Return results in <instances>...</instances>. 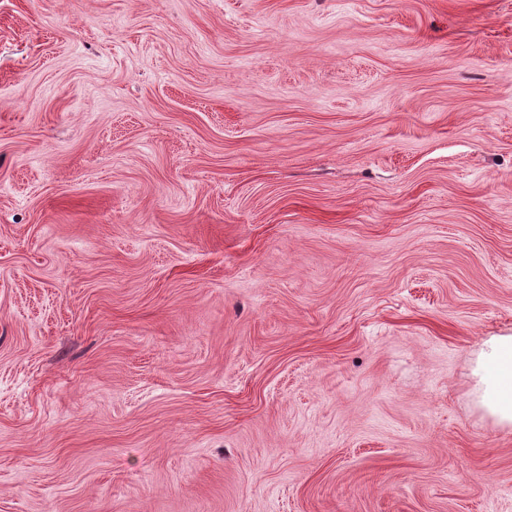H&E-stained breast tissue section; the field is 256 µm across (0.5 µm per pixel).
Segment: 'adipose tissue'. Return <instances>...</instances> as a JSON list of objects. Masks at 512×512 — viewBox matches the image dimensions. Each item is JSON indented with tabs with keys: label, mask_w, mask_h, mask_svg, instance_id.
I'll use <instances>...</instances> for the list:
<instances>
[{
	"label": "adipose tissue",
	"mask_w": 512,
	"mask_h": 512,
	"mask_svg": "<svg viewBox=\"0 0 512 512\" xmlns=\"http://www.w3.org/2000/svg\"><path fill=\"white\" fill-rule=\"evenodd\" d=\"M476 374L478 405L497 425L512 430V334L485 342Z\"/></svg>",
	"instance_id": "adipose-tissue-1"
}]
</instances>
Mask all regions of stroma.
<instances>
[{
  "instance_id": "stroma-1",
  "label": "stroma",
  "mask_w": 512,
  "mask_h": 512,
  "mask_svg": "<svg viewBox=\"0 0 512 512\" xmlns=\"http://www.w3.org/2000/svg\"><path fill=\"white\" fill-rule=\"evenodd\" d=\"M512 0H0V512H512ZM475 372L477 404L497 425L512 430V334L484 343Z\"/></svg>"
}]
</instances>
